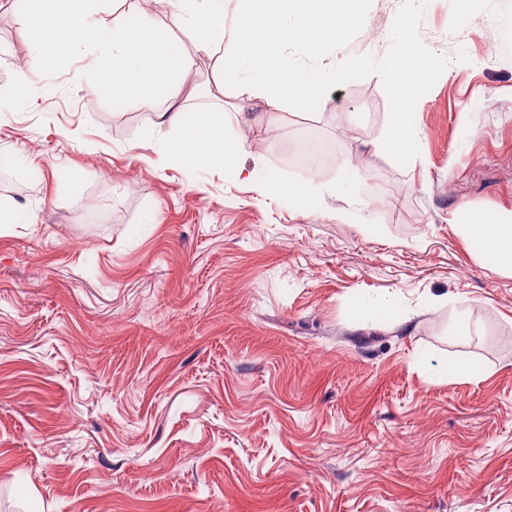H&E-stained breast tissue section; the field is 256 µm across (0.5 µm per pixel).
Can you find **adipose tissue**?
<instances>
[{
    "label": "adipose tissue",
    "mask_w": 512,
    "mask_h": 512,
    "mask_svg": "<svg viewBox=\"0 0 512 512\" xmlns=\"http://www.w3.org/2000/svg\"><path fill=\"white\" fill-rule=\"evenodd\" d=\"M362 0H171L179 36L165 37L155 29L124 18L111 26L91 19L94 0H26L27 40L41 64L60 66L85 42L98 53L101 86L117 103L135 102L150 114L154 130H179L163 142L168 162L184 166L209 163L222 166L227 177L247 178L264 195L283 198L290 205L311 210L319 205L315 187L291 184L278 172L245 171L239 164L242 143L224 133V114L209 108L188 109L178 101V82L198 55L218 57L223 71L245 74L248 100L272 108L291 99L316 108L325 102L326 87L339 79L336 65L319 64L296 75L281 53L284 40H293L313 54L339 44L346 32L360 25ZM430 58L421 56L410 39L399 42L391 83L397 109L391 114L387 150L410 160L417 137L414 116L407 110L412 92ZM171 103L160 109L157 94ZM455 224L483 264L512 274V216H481L463 209Z\"/></svg>",
    "instance_id": "obj_1"
}]
</instances>
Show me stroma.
<instances>
[{
    "instance_id": "1",
    "label": "stroma",
    "mask_w": 512,
    "mask_h": 512,
    "mask_svg": "<svg viewBox=\"0 0 512 512\" xmlns=\"http://www.w3.org/2000/svg\"><path fill=\"white\" fill-rule=\"evenodd\" d=\"M118 14L178 33L169 0ZM404 33L433 61L407 165ZM325 55L326 106L225 126L246 170L319 185L310 212L168 163L93 48L42 68L0 0V512H512V275L451 220L512 212V0H367ZM306 130L338 148L316 178L286 159ZM432 65V60L421 56L408 38L399 42L397 59L391 83L397 109L391 113V132L386 141L387 150L401 161H408L413 155V145L417 137L412 112H405L412 100L421 73ZM488 376L486 368L474 361H448V377L469 381H481Z\"/></svg>"
}]
</instances>
